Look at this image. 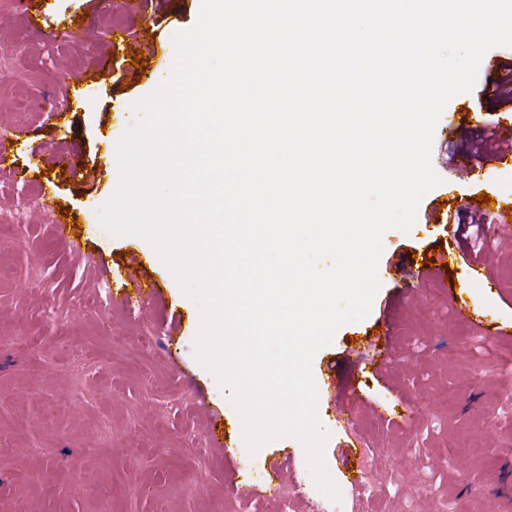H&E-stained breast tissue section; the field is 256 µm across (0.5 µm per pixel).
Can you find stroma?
<instances>
[{
  "instance_id": "stroma-1",
  "label": "stroma",
  "mask_w": 512,
  "mask_h": 512,
  "mask_svg": "<svg viewBox=\"0 0 512 512\" xmlns=\"http://www.w3.org/2000/svg\"><path fill=\"white\" fill-rule=\"evenodd\" d=\"M201 0H44L47 22L32 24L23 0L0 12V123L22 128L8 147L0 211H12L28 187L42 205L22 224L0 229V512H312L300 496L249 494L272 462L306 469L302 443L284 437L244 456L243 424L222 387L195 357L200 309L183 293L145 239L103 229L97 210L119 174L107 162L134 117L135 102L172 68L175 33L197 20ZM134 35L136 47L105 34L87 35L102 15ZM78 87L68 110L54 103ZM463 114L443 111L431 162L446 175L456 149L471 151ZM73 151L97 168L81 183L52 159ZM483 186L459 180L421 200L409 232L383 236L381 288L370 314L343 325L312 361L315 383L327 368L363 348L375 328L390 327L393 355L384 376L362 372L367 407L338 422L326 394L317 415L329 434L325 468L339 500L326 512H512V238L490 244L491 290L461 258L463 243L445 225L428 223L432 201L446 195L456 211L478 214L475 197L512 201V163L485 164ZM80 222L78 244L46 220L56 209ZM452 254L454 295L438 283L415 284L434 249ZM159 295L147 309L115 312L130 256ZM413 295L392 304L395 289ZM481 311L505 330L487 336L461 318L459 306ZM229 431L236 457L206 445L210 428ZM356 433L365 488L346 479L344 431Z\"/></svg>"
}]
</instances>
